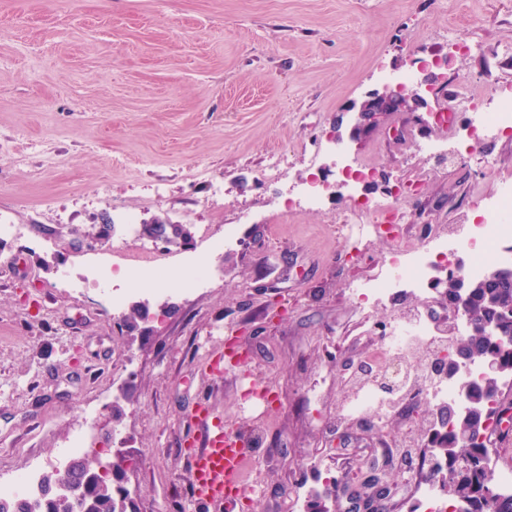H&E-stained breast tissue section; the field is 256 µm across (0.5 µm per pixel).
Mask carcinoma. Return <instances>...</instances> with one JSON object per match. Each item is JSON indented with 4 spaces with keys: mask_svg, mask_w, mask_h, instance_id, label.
Wrapping results in <instances>:
<instances>
[{
    "mask_svg": "<svg viewBox=\"0 0 512 512\" xmlns=\"http://www.w3.org/2000/svg\"><path fill=\"white\" fill-rule=\"evenodd\" d=\"M440 292L448 308L463 311L469 325L467 334L456 340L453 348L474 361L493 354L505 370L512 372V269H495L481 280H470L464 292L458 278L450 276ZM493 319L498 331L489 336L483 325ZM411 400L409 394L401 392L391 409L376 412L369 420L383 430L398 414L409 410ZM503 405L498 382L486 385L475 380L466 412L444 404L422 414L417 429L410 430V434H419L426 441L420 449L417 477L448 493L452 505H463L465 512H512L511 496L490 494L493 479L485 466L492 435L487 421L500 415ZM124 463L123 457L113 458V478L103 479L97 476V457H77L67 475L75 487L73 495L54 494L53 484L59 475L46 474L37 497L0 499V512H80L83 507L87 512H129L128 493L119 486ZM348 489L349 485L336 479L312 489L306 512H329L330 505Z\"/></svg>",
    "mask_w": 512,
    "mask_h": 512,
    "instance_id": "cac0c4a2",
    "label": "carcinoma"
}]
</instances>
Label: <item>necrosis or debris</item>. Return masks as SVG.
<instances>
[{
    "instance_id": "4bbe7bcc",
    "label": "necrosis or debris",
    "mask_w": 512,
    "mask_h": 512,
    "mask_svg": "<svg viewBox=\"0 0 512 512\" xmlns=\"http://www.w3.org/2000/svg\"><path fill=\"white\" fill-rule=\"evenodd\" d=\"M457 128L462 139L447 145L424 143V152L453 151L456 156H476L484 176L497 179L499 194L491 198L473 196L460 223L448 225L436 234L404 231L408 221L401 203L407 188L400 181L381 196L373 197L364 188L374 177L367 163H348L337 173L340 183L350 188L353 205L339 216L344 226V241L353 245L380 232L383 226L395 227L392 248L383 255L377 275L350 284L351 296L361 308L384 305L397 289L409 288L420 296L432 290L431 272L444 266L449 274L471 278L486 276L493 267L512 268V179L501 176L495 159L482 153L487 137L512 138V88L492 86L488 95L463 97L458 105ZM467 323L460 311L439 319L416 312L390 314L376 326V341L362 353V359L374 370L398 369V380L406 390L417 393L431 404L457 401L461 380L479 378L480 363L460 369L457 376L432 380L417 369L412 353L417 347L448 346L462 336Z\"/></svg>"
}]
</instances>
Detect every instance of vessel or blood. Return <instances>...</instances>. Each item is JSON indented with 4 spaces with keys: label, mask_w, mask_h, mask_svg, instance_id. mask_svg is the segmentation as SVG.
Listing matches in <instances>:
<instances>
[{
    "label": "vessel or blood",
    "mask_w": 512,
    "mask_h": 512,
    "mask_svg": "<svg viewBox=\"0 0 512 512\" xmlns=\"http://www.w3.org/2000/svg\"><path fill=\"white\" fill-rule=\"evenodd\" d=\"M197 415L202 432L188 452L192 498L214 508L235 506L247 494L243 475L249 441L243 434L227 432L207 405H198Z\"/></svg>",
    "instance_id": "b4317fda"
}]
</instances>
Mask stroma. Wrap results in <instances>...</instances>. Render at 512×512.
<instances>
[{
	"mask_svg": "<svg viewBox=\"0 0 512 512\" xmlns=\"http://www.w3.org/2000/svg\"><path fill=\"white\" fill-rule=\"evenodd\" d=\"M451 27L482 51L441 47ZM438 47L446 65L430 71L424 107L351 137L348 105ZM494 79L512 84V0H0V222L22 228L0 241V474L56 458L85 413L102 420L129 394L122 423L101 424L96 440H123L135 512H215L189 496L196 406L248 431L252 386L275 402L235 512H287L379 455L360 420L336 422V358L361 355L389 312L426 302L399 294L361 313L346 286L377 273L392 239L369 237L349 259L336 226L347 197L289 213L259 174L280 152L298 184L320 136L333 174L338 137L372 163L371 195L421 171L406 210L435 230L456 223L472 193L499 184L421 145L452 137L439 115ZM158 218L178 227L175 243L148 234ZM229 224L239 243L207 287L130 297L154 315L139 335L121 329L106 288L68 286L146 250L174 269ZM227 336L252 355L210 374Z\"/></svg>",
	"mask_w": 512,
	"mask_h": 512,
	"instance_id": "35a3bbf8",
	"label": "stroma"
}]
</instances>
